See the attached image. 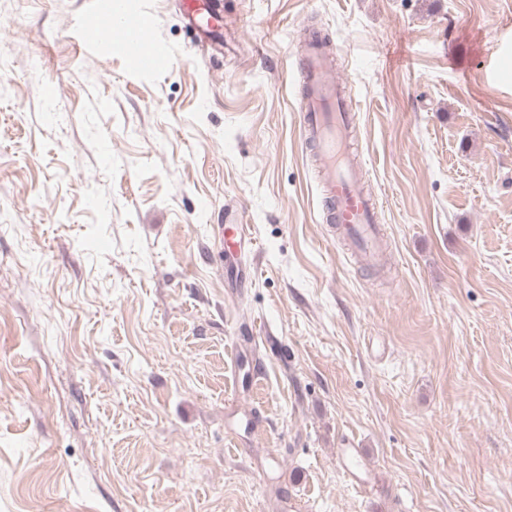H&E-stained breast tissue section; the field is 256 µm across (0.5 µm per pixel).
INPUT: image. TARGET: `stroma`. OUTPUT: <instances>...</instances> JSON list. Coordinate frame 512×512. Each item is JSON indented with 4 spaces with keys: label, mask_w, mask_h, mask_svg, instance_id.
Masks as SVG:
<instances>
[{
    "label": "stroma",
    "mask_w": 512,
    "mask_h": 512,
    "mask_svg": "<svg viewBox=\"0 0 512 512\" xmlns=\"http://www.w3.org/2000/svg\"><path fill=\"white\" fill-rule=\"evenodd\" d=\"M135 3L151 73L0 0V512H512V0H220L218 54ZM312 30L388 268L325 229ZM218 227L219 237L224 241V279L237 284L242 278V269L238 265L236 257L241 245L245 241L252 240L249 225L231 222L223 226L218 224Z\"/></svg>",
    "instance_id": "stroma-1"
}]
</instances>
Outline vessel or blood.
<instances>
[{
	"mask_svg": "<svg viewBox=\"0 0 512 512\" xmlns=\"http://www.w3.org/2000/svg\"><path fill=\"white\" fill-rule=\"evenodd\" d=\"M130 0H108L111 25L123 30L125 50L140 71L151 72L171 59V49L163 42L142 51L139 36L128 15ZM291 79L301 86L304 140L318 163L317 188L332 235L346 239L353 256L361 263L374 266L383 258L384 229L378 222L380 205L370 195L363 181V161L347 144L353 114L345 98V86L336 75V59L330 43L311 35L303 52L294 57ZM224 242V277L238 282L242 270L237 254L250 240L248 225L228 223L219 228Z\"/></svg>",
	"mask_w": 512,
	"mask_h": 512,
	"instance_id": "1",
	"label": "vessel or blood"
}]
</instances>
